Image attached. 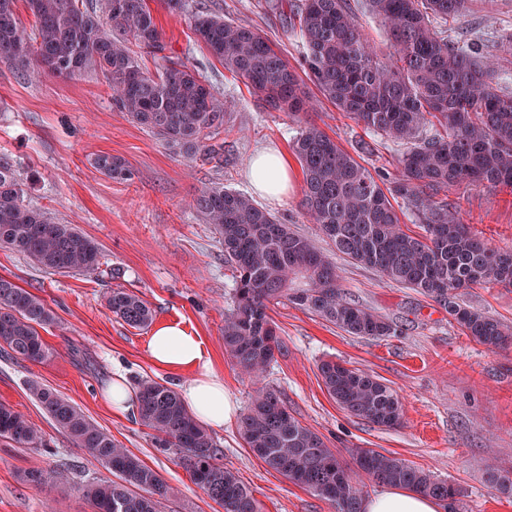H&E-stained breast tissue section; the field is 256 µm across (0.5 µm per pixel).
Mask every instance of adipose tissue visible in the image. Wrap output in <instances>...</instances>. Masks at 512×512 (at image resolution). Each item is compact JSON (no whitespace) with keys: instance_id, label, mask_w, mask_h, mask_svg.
<instances>
[{"instance_id":"ef3b65f1","label":"adipose tissue","mask_w":512,"mask_h":512,"mask_svg":"<svg viewBox=\"0 0 512 512\" xmlns=\"http://www.w3.org/2000/svg\"><path fill=\"white\" fill-rule=\"evenodd\" d=\"M254 189L279 198L288 191V162L279 154L255 155L249 172ZM151 359L174 369L194 367L198 374L179 386L180 396L194 418L204 427L220 430L236 415L238 407L225 391L224 382L204 358L202 343L175 324L157 327L148 343ZM440 500L400 486H390L364 497L362 512H440Z\"/></svg>"}]
</instances>
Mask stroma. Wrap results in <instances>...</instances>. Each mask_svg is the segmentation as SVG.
I'll list each match as a JSON object with an SVG mask.
<instances>
[{
  "label": "stroma",
  "mask_w": 512,
  "mask_h": 512,
  "mask_svg": "<svg viewBox=\"0 0 512 512\" xmlns=\"http://www.w3.org/2000/svg\"><path fill=\"white\" fill-rule=\"evenodd\" d=\"M193 10L257 27L299 67L301 49L278 15L257 0H190ZM166 46L201 73L229 105L222 134L224 164L217 167L186 157L148 129L119 112L103 78L53 74L29 81L0 53V154L9 155L28 178L27 200L95 240L102 253L94 274H52L28 257L0 248V276L40 297L54 321L40 334L51 349L39 363L0 351V403L24 414L43 433L41 448L0 440V512H93L81 486L91 478L111 479L99 461L76 448L30 395L36 380L77 405L124 448L158 471L174 489L164 512H223L192 482L177 458L154 448L147 428L134 417L119 418L100 399L113 368H122L131 387L145 379L177 387L189 370L156 365L148 354L151 329H135L105 305L115 288L132 291L154 312L155 324L177 323L199 336L225 388L246 408L256 387L280 391L289 412L320 433L351 463V449L373 448L422 466L460 486L458 512H512V495L490 481L512 466V349L491 350L473 341L429 298L391 283L343 256L347 296L393 322L397 333L381 338L351 336L316 314L291 304L272 306L281 348L262 383L252 382L224 352V311L232 271L212 225L193 210L204 184L222 182L246 195L281 222L331 251L302 206L303 175L290 142L298 124L269 108L244 81L226 70L200 43L188 15L168 9L166 0H148ZM451 35L478 37L487 53L500 57L498 79L512 85V55L502 41L512 34V0H469L450 22ZM306 118L346 150L359 141L373 151L360 163L385 179L395 175L397 146L337 112L326 100ZM286 156L291 188L279 200L255 195L250 163L263 149ZM110 154L125 160L131 180L115 181L93 159ZM447 201L470 232L488 247L512 250V195L502 188L464 183ZM464 303L512 324V287L487 284L463 290ZM377 376L402 401L399 425L377 427L350 416L327 394L318 371L323 360ZM220 460L253 493L260 512H335L327 501L267 470L247 448L237 423L214 432ZM63 471L67 480L51 493L27 482L36 469Z\"/></svg>",
  "instance_id": "1"
}]
</instances>
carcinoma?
I'll list each match as a JSON object with an SVG mask.
<instances>
[{
  "label": "carcinoma",
  "mask_w": 512,
  "mask_h": 512,
  "mask_svg": "<svg viewBox=\"0 0 512 512\" xmlns=\"http://www.w3.org/2000/svg\"><path fill=\"white\" fill-rule=\"evenodd\" d=\"M33 17L20 27L18 2ZM389 33L394 51L380 54L362 33L351 0H266L301 43L302 70L336 110L384 139L403 146L392 186L315 124L299 123L292 152L303 174V207L336 253L390 282L434 301L468 337L490 349L512 347V325L460 302V291L488 283L512 286V252L487 247L460 223L458 212L435 196L463 183L512 191V88L497 81V62L475 39L448 36V20L467 0H365ZM195 34L224 68L248 83L272 107L294 117L312 107L301 76L255 27L220 16L193 15ZM164 51L147 0H0V52L25 75L77 78L99 72L113 105L184 155L224 163L220 135L228 108L197 71L162 57L158 75L143 71L136 51ZM96 167L112 179L132 171L109 154ZM26 182L15 162L0 155V247L31 258L52 273H94L97 243L25 202ZM402 200L423 233L401 227L390 201ZM193 209L214 226L233 271L231 304L224 312V351L243 373L259 378L280 350L270 306L287 300L351 336H392L384 318L347 298L340 270L308 237L276 219L251 197L204 186ZM106 307L132 328L148 327L153 312L122 288ZM37 296L0 277V346L16 359L41 362L49 348L39 329L52 323ZM324 388L350 415L391 428L401 416L398 394L381 379L333 361L318 366ZM30 394L78 448L112 472V481L83 486L95 512H163L171 487L155 470L121 448L70 400L32 380ZM137 416L153 446L177 457L191 480L224 512H258L250 490L217 462L216 443L180 395L154 380L139 384ZM239 434L271 470L330 502L335 512H362L363 485L340 452L300 422L280 394L260 388L240 417ZM0 438L42 448L39 430L0 404ZM357 471L372 483L433 496L456 512L461 489L405 459L374 449L351 452ZM54 471L34 470L27 481L46 488Z\"/></svg>",
  "instance_id": "obj_1"
}]
</instances>
